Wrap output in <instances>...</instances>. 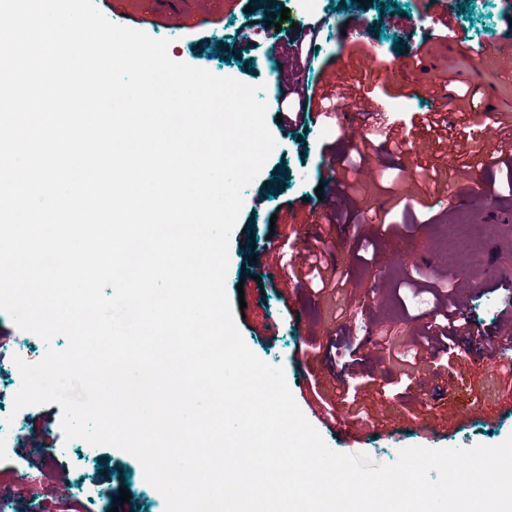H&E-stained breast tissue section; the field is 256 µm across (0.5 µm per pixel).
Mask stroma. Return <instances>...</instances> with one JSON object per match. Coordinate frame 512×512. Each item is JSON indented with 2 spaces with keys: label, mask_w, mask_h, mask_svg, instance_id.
Returning <instances> with one entry per match:
<instances>
[{
  "label": "stroma",
  "mask_w": 512,
  "mask_h": 512,
  "mask_svg": "<svg viewBox=\"0 0 512 512\" xmlns=\"http://www.w3.org/2000/svg\"><path fill=\"white\" fill-rule=\"evenodd\" d=\"M411 20L408 28L384 25L376 0H324L325 26L316 40L310 67H303L289 43L300 35L294 0H178L179 19H171L154 0H95L108 19L123 16L126 27L169 41L176 62L229 75L257 87L266 102L267 124L276 147L259 175L244 190V205L229 239L225 287L231 305H243L235 324L245 343L260 359L283 367L288 386L303 414L316 404L307 389L306 372L316 369L336 408L351 396L365 407L382 402L381 425L359 438L316 422L315 428L332 450L368 455L378 463L396 460L399 450L493 446L512 435V405L502 400L500 370L474 373L484 357L481 343L500 335L501 312L512 299V223L488 221L493 212L512 214V188L497 170L485 171L492 194L468 199L463 163L488 141L512 132V70L494 53L512 35V0H452V30L442 35L434 22L438 5L423 0H392ZM291 9L279 33L261 31L257 20L274 6ZM361 17L363 37L353 43L342 30ZM377 65L369 67L367 56ZM316 94L373 93L385 104L387 119L405 140L404 152L378 153L374 176L344 175L343 156L356 144L347 137V119L332 118L289 127L277 122L275 95L280 88ZM466 94L463 108L478 105L467 133H460L457 114H450L444 140L423 133L420 119L443 95ZM439 164L438 182L423 183L417 163ZM417 215L400 232L380 229L375 219L385 211L396 223L403 208ZM332 223V236L318 243L309 229L311 211ZM277 253L265 255L263 267L252 257L269 239ZM405 241L415 255L394 265L389 249ZM322 247L344 287L317 294L297 287L293 273L299 256ZM440 289L458 300L468 319L465 339L457 348L451 378L454 391L443 398L427 391L433 356L424 352L417 363L410 393H402L400 369L378 352L380 336L390 335L402 354L430 322ZM0 336L8 353L36 363L48 348L67 345L65 337L45 343L19 329L0 311ZM359 343L363 364L358 372L388 386V396L354 391L342 374L345 340ZM475 403L473 413L448 428L428 430L415 416L435 417L446 400ZM40 420L14 418L11 452L0 454V512H112L113 484L131 494L134 512H165V500L144 478L140 463L113 447L65 440L59 404L39 406Z\"/></svg>",
  "instance_id": "stroma-1"
}]
</instances>
